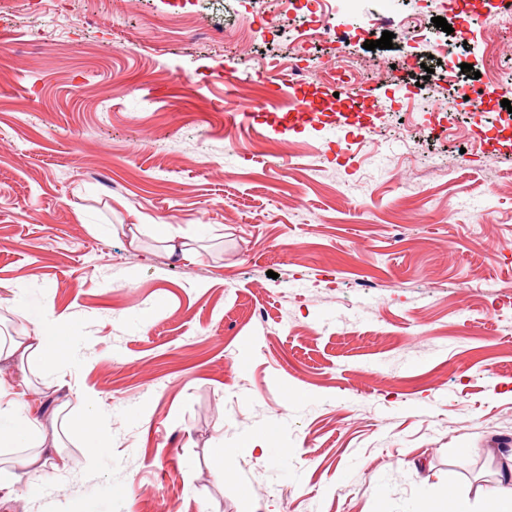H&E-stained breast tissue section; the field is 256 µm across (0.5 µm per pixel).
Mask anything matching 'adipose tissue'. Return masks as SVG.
I'll list each match as a JSON object with an SVG mask.
<instances>
[{"label": "adipose tissue", "mask_w": 512, "mask_h": 512, "mask_svg": "<svg viewBox=\"0 0 512 512\" xmlns=\"http://www.w3.org/2000/svg\"><path fill=\"white\" fill-rule=\"evenodd\" d=\"M68 338L62 318L41 317L37 332L31 344L15 341L10 346L0 345V354L8 353L27 361H35L42 368H51L58 360L60 352L67 346ZM29 447V454L0 463V491L13 493L15 485L25 487L28 494H41L47 481L41 473L42 459L52 455L54 460H62L60 446L44 448L38 435V418L18 398H6L0 391V447L13 448L18 444Z\"/></svg>", "instance_id": "1"}]
</instances>
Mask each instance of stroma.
<instances>
[{
  "instance_id": "35a3bbf8",
  "label": "stroma",
  "mask_w": 512,
  "mask_h": 512,
  "mask_svg": "<svg viewBox=\"0 0 512 512\" xmlns=\"http://www.w3.org/2000/svg\"><path fill=\"white\" fill-rule=\"evenodd\" d=\"M489 9L349 0L325 40L278 0H0V334H35L22 306L71 342L0 385L107 445L64 435L68 467L0 512H419L451 487L484 512L512 461V140L498 96L453 103L462 64L489 86ZM295 53L323 116L278 133L252 66ZM69 401L62 402L56 409V416L65 413L62 418V426L65 430L77 429L84 440V447L91 456L98 455L106 450V444L102 441L97 420L93 416H84L76 421L70 412H67Z\"/></svg>"
}]
</instances>
